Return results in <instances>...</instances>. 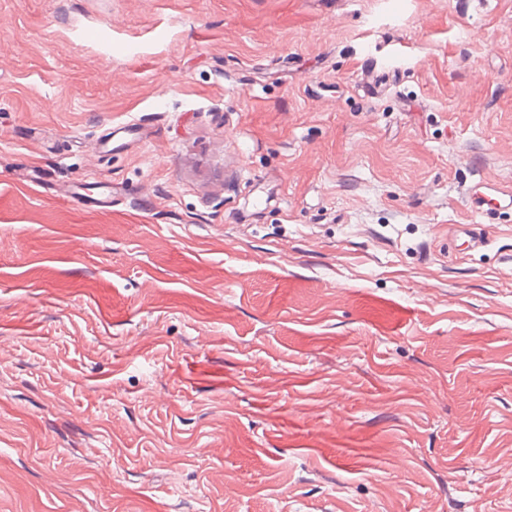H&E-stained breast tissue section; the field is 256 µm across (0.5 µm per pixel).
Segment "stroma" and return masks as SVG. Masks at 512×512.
Returning <instances> with one entry per match:
<instances>
[{"label": "stroma", "instance_id": "obj_1", "mask_svg": "<svg viewBox=\"0 0 512 512\" xmlns=\"http://www.w3.org/2000/svg\"><path fill=\"white\" fill-rule=\"evenodd\" d=\"M481 186L512 0H0V512H512Z\"/></svg>", "mask_w": 512, "mask_h": 512}]
</instances>
